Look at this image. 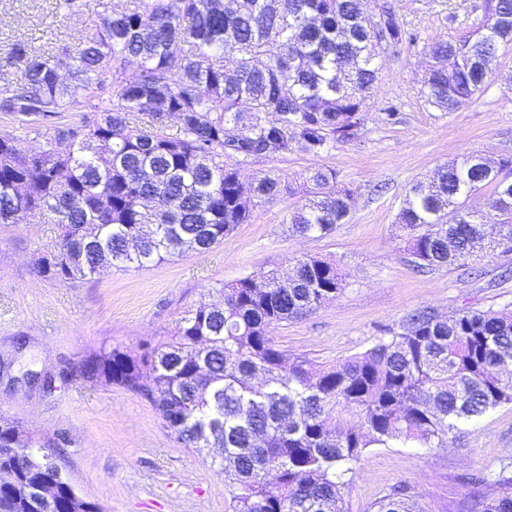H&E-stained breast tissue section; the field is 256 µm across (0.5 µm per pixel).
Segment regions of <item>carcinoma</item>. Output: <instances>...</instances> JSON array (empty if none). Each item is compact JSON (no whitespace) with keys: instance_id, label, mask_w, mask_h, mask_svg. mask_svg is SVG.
<instances>
[{"instance_id":"1","label":"carcinoma","mask_w":512,"mask_h":512,"mask_svg":"<svg viewBox=\"0 0 512 512\" xmlns=\"http://www.w3.org/2000/svg\"><path fill=\"white\" fill-rule=\"evenodd\" d=\"M370 0H115L99 29L75 52L46 57L10 49L16 77L0 84V224L37 215L60 229L58 250L40 273L76 280L105 266L140 270L189 251L205 252L250 219L244 195L272 200L292 192L269 171L249 181L238 165L273 157L294 143L328 150L360 124L376 59L415 37L381 4L378 30L366 27ZM512 43V0H489L477 32L429 47L424 102L443 112L471 101ZM138 72L126 74L130 62ZM112 74L104 94L95 77ZM97 99L75 120L77 95ZM173 119L179 134L165 132ZM52 127L47 147L24 138ZM67 150H58L61 139ZM108 153L101 169L96 155ZM465 153L414 183L398 223L423 232L409 241L415 266H467L476 241L500 255L512 240V156L498 171ZM69 170L65 178L60 171ZM332 169L308 173L311 196L289 211L288 232L321 237L347 218L348 189L330 188ZM492 189L486 207L467 205ZM81 197L84 204L71 201ZM222 288L221 304L200 301L171 336L146 341L137 356L118 347L95 372L138 394L162 427L224 475L231 512H343L344 494L371 446L441 448L460 425L512 403V314L464 312L448 320L411 315L402 331L334 366L290 357L269 336L335 300L343 274L334 262L296 259L288 286L274 271ZM260 377L262 383L252 380ZM357 420L353 425L350 419ZM20 430L0 420L3 449ZM512 462L493 478L482 512H512ZM373 512H424L399 485Z\"/></svg>"}]
</instances>
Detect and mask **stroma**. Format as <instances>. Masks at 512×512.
<instances>
[{
	"mask_svg": "<svg viewBox=\"0 0 512 512\" xmlns=\"http://www.w3.org/2000/svg\"><path fill=\"white\" fill-rule=\"evenodd\" d=\"M414 42L390 47L355 136L311 154L288 152L241 164L249 180L267 171L288 176L293 194L251 206L248 223L204 252L139 271L114 268L77 281L45 278L42 256L54 250L56 225L38 218L0 224V419L20 423L102 512H229L224 479L194 449L163 429L140 396L92 376L90 365L118 347L138 355L201 297L262 272L287 270L302 256L333 260L344 276L339 297L271 334L280 349L320 364L363 353L407 316L464 311L512 312V259L485 257L477 274L457 265L417 271L408 231L397 215L410 187L448 160L476 151L495 160L512 154V45L482 92L452 112L428 106L420 94L426 53L438 40L474 31L484 0H387ZM57 0H0V66L21 42L50 54L76 50L95 31L98 0L67 15ZM395 106V123L383 110ZM336 171L353 192L344 223L327 236L290 235L283 222L303 201L308 172ZM37 372L55 381L52 394L29 386ZM512 461V404L461 425L442 448L397 444L366 449L344 495V512H370L375 499L407 486L423 512H472L468 479Z\"/></svg>",
	"mask_w": 512,
	"mask_h": 512,
	"instance_id": "35a3bbf8",
	"label": "stroma"
}]
</instances>
